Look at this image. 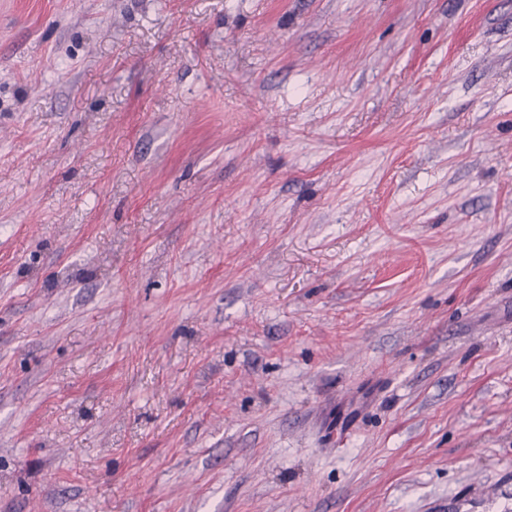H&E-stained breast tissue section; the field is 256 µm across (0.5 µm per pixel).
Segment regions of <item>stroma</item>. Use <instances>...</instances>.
Returning <instances> with one entry per match:
<instances>
[{"label":"stroma","mask_w":512,"mask_h":512,"mask_svg":"<svg viewBox=\"0 0 512 512\" xmlns=\"http://www.w3.org/2000/svg\"><path fill=\"white\" fill-rule=\"evenodd\" d=\"M0 512H512V0H0Z\"/></svg>","instance_id":"35a3bbf8"}]
</instances>
